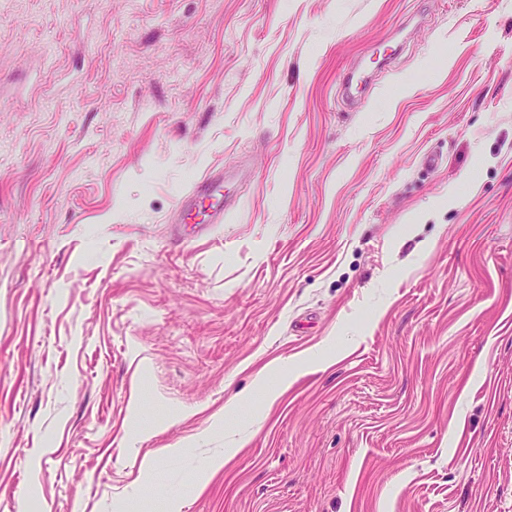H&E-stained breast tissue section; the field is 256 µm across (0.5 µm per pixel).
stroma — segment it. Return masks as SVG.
<instances>
[{
	"instance_id": "35a3bbf8",
	"label": "stroma",
	"mask_w": 512,
	"mask_h": 512,
	"mask_svg": "<svg viewBox=\"0 0 512 512\" xmlns=\"http://www.w3.org/2000/svg\"><path fill=\"white\" fill-rule=\"evenodd\" d=\"M176 497L512 512V0H0V512ZM217 180L216 176H204L193 182L192 187L179 202L181 208L191 205L187 214L190 221H184L183 224L223 223L224 213L232 210L234 202L230 200L224 206V184L216 182ZM199 216L201 218L196 220ZM249 441L247 436H240L233 440V448H224L223 452L217 453L208 459H205L201 466L202 477L208 476L211 472L217 471L224 466L227 460L233 457L241 448H244Z\"/></svg>"
}]
</instances>
